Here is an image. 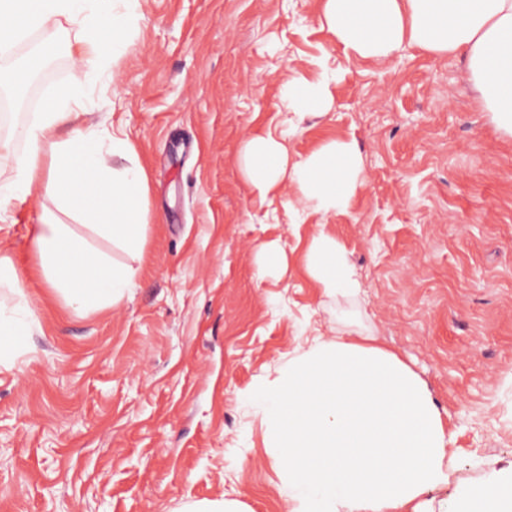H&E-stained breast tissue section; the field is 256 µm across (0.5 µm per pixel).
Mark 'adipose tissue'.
<instances>
[{
	"mask_svg": "<svg viewBox=\"0 0 512 512\" xmlns=\"http://www.w3.org/2000/svg\"><path fill=\"white\" fill-rule=\"evenodd\" d=\"M112 0H0V50L32 31L68 23L81 35L69 55L68 82L45 101L23 130L27 149L0 141V221L17 203L47 197L57 213L32 232L41 272L65 302L81 308L118 302L130 271L92 250L60 221L67 214L131 252L145 236L147 176L128 140L72 110L85 85L86 64L121 45L128 18ZM323 20L346 56L389 60L402 46L435 56L467 57L470 79L485 109L512 135V0H325ZM289 109L304 115L330 107L328 89L297 75L283 82ZM111 142V154L101 150ZM127 158L121 168L109 155ZM239 164L250 192L286 209L303 205L326 218L346 212L365 185L354 143L339 139L294 159L285 138L263 131L243 140ZM306 271L329 298L357 299L361 284L345 246L317 225ZM263 414L266 445L281 463L288 512H407L447 478L450 441L420 377L372 335L337 325L298 350L275 378L248 397ZM451 512H512V479L471 485Z\"/></svg>",
	"mask_w": 512,
	"mask_h": 512,
	"instance_id": "1",
	"label": "adipose tissue"
}]
</instances>
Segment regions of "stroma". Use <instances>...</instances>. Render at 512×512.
I'll return each instance as SVG.
<instances>
[{"label":"stroma","instance_id":"35a3bbf8","mask_svg":"<svg viewBox=\"0 0 512 512\" xmlns=\"http://www.w3.org/2000/svg\"><path fill=\"white\" fill-rule=\"evenodd\" d=\"M324 0H136L124 46L88 64L85 109L124 131L148 175L143 251L81 225L126 266L117 303L69 307L41 278L31 230L53 201L16 205L0 255L26 274L40 326L0 339V512H183L235 499L287 512L279 465L246 400L337 319L367 327L421 378L451 436L448 479L420 499L448 512L472 484L512 474V136L501 133L463 55L404 47L385 64L346 58L322 27ZM75 29L32 32L46 62L25 81L9 131L71 73ZM327 81L328 111L290 121L278 78ZM124 93L112 95L113 81ZM287 133L290 155L352 140L368 183L330 230L349 252L358 304L329 301L302 254L319 218L252 197L236 166L254 127ZM284 267L258 271L262 248Z\"/></svg>","mask_w":512,"mask_h":512}]
</instances>
